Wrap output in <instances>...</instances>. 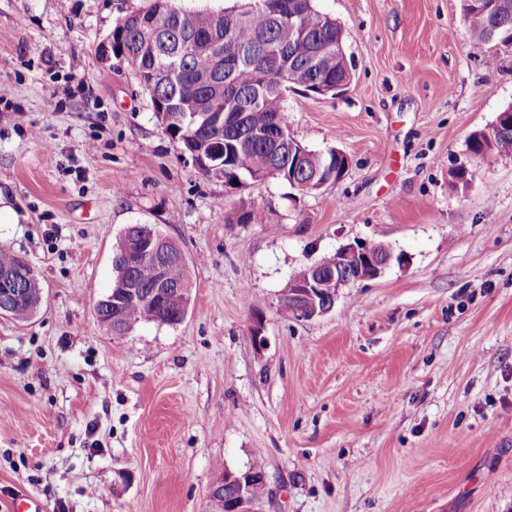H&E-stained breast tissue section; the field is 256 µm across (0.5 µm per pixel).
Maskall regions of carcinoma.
<instances>
[{"label":"carcinoma","instance_id":"cac0c4a2","mask_svg":"<svg viewBox=\"0 0 512 512\" xmlns=\"http://www.w3.org/2000/svg\"><path fill=\"white\" fill-rule=\"evenodd\" d=\"M470 37L476 44L512 45V0H460ZM342 28L316 9L312 0H239L221 10H187L179 0H152L149 8L133 12L112 29V55L130 61L142 88L151 98L155 118L179 147L214 158L208 174L227 181L277 178L289 185L317 192L336 177V156L326 150L288 151L276 146L271 129H289L286 94L297 88L312 94L336 93L347 85L350 72L336 55ZM245 114L251 139L240 140L234 129L238 113ZM468 150L479 157L512 154V123L497 120L491 130L470 134ZM239 224H265L262 207L251 203ZM146 228L129 225L116 247L111 289L116 303L100 301L97 320L117 336L136 325L181 322L183 302L191 299L188 264L171 262L167 280L183 290L164 301L131 300L121 296L130 279L147 293L154 291L157 267L141 261L130 268L124 245ZM25 258L0 248V272L22 268ZM37 275L21 288H0V310L17 321L31 318L42 303ZM245 470H224L217 483L224 486L229 512L237 483Z\"/></svg>","mask_w":512,"mask_h":512}]
</instances>
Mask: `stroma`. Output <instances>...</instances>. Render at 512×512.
I'll return each instance as SVG.
<instances>
[{
	"mask_svg": "<svg viewBox=\"0 0 512 512\" xmlns=\"http://www.w3.org/2000/svg\"><path fill=\"white\" fill-rule=\"evenodd\" d=\"M150 3L0 0V247L44 293L0 317V512L20 486L49 512H209L216 474L252 464L255 512H512V156L467 148L512 106V47L474 44L460 0H317L351 80L289 92L290 133L350 167L237 195L101 57ZM244 200L267 223H233ZM131 224L180 246L191 301L115 336L95 305ZM358 239L395 262L282 318L290 278Z\"/></svg>",
	"mask_w": 512,
	"mask_h": 512,
	"instance_id": "35a3bbf8",
	"label": "stroma"
}]
</instances>
